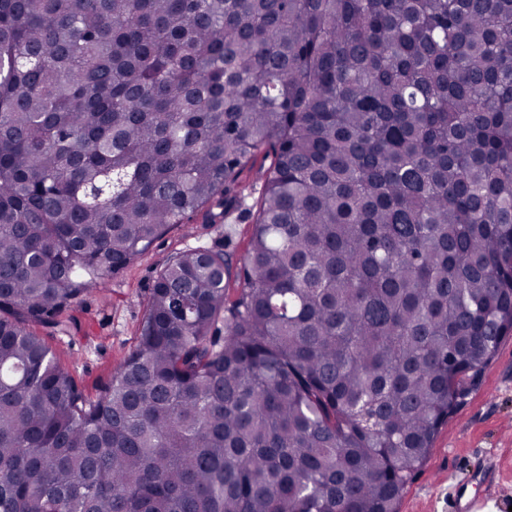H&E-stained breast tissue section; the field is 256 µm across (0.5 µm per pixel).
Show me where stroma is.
Here are the masks:
<instances>
[{"mask_svg":"<svg viewBox=\"0 0 512 512\" xmlns=\"http://www.w3.org/2000/svg\"><path fill=\"white\" fill-rule=\"evenodd\" d=\"M255 198L221 224L193 217L173 227L123 272L84 293L59 326L37 327L88 396H96L116 364L134 350L155 274L170 256L191 246L223 250L232 262L244 256L252 232ZM480 464L490 481L474 487L484 512H512V336L506 337L461 405L435 436L431 452L406 486L398 512H448V497Z\"/></svg>","mask_w":512,"mask_h":512,"instance_id":"1","label":"stroma"}]
</instances>
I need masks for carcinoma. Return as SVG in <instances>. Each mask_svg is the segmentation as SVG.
<instances>
[{
    "mask_svg": "<svg viewBox=\"0 0 512 512\" xmlns=\"http://www.w3.org/2000/svg\"><path fill=\"white\" fill-rule=\"evenodd\" d=\"M259 155L88 397L30 327ZM510 335L512 0H0V512H397Z\"/></svg>",
    "mask_w": 512,
    "mask_h": 512,
    "instance_id": "cac0c4a2",
    "label": "carcinoma"
}]
</instances>
